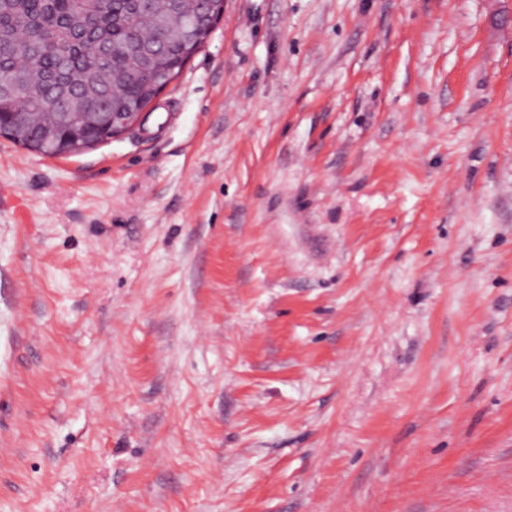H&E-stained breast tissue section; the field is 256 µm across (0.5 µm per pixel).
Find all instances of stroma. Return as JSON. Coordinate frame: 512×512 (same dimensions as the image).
<instances>
[{
    "label": "stroma",
    "mask_w": 512,
    "mask_h": 512,
    "mask_svg": "<svg viewBox=\"0 0 512 512\" xmlns=\"http://www.w3.org/2000/svg\"><path fill=\"white\" fill-rule=\"evenodd\" d=\"M0 512H512V0H224L0 136Z\"/></svg>",
    "instance_id": "1"
}]
</instances>
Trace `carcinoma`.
I'll return each mask as SVG.
<instances>
[{
	"label": "carcinoma",
	"mask_w": 512,
	"mask_h": 512,
	"mask_svg": "<svg viewBox=\"0 0 512 512\" xmlns=\"http://www.w3.org/2000/svg\"><path fill=\"white\" fill-rule=\"evenodd\" d=\"M92 0H0V40L13 55L0 59V113L12 112L21 91L33 82L42 93L22 99L27 111L58 112L65 105L57 80L81 72L95 62L96 86L102 99L89 97V112H130L147 106L153 96L178 77L185 67L184 46L169 42L159 57L146 63L123 51L135 0H110L105 11L91 9ZM137 75L112 95V76Z\"/></svg>",
	"instance_id": "1"
}]
</instances>
